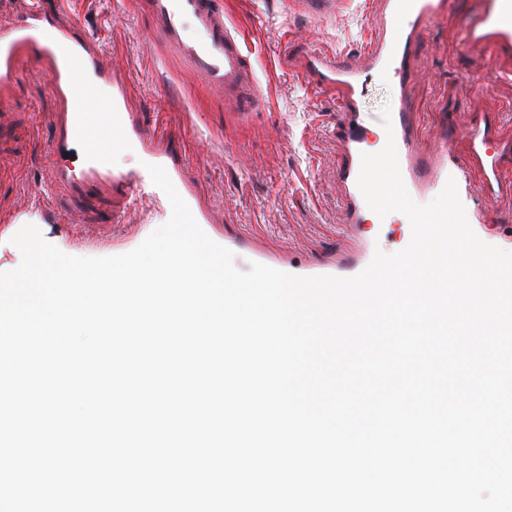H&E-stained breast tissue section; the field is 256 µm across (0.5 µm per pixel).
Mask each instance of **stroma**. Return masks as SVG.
Here are the masks:
<instances>
[{
	"label": "stroma",
	"mask_w": 512,
	"mask_h": 512,
	"mask_svg": "<svg viewBox=\"0 0 512 512\" xmlns=\"http://www.w3.org/2000/svg\"><path fill=\"white\" fill-rule=\"evenodd\" d=\"M95 36L125 90V108L155 138L176 145L214 216L217 235L245 237L302 265L331 261L342 245L348 207L338 189L346 157L333 129L335 95L319 91L298 71L303 49L350 60L375 35V0H339L323 16L305 13L300 0H223L226 18L245 37L264 109L234 114L156 37L138 0H44ZM446 12L422 27L410 64L407 90L425 151L440 134L462 135L495 123L512 140V76L488 49L461 39L474 0H447ZM376 73L357 96L376 145L383 107L398 109L404 92ZM64 104L46 86L42 68L18 73L6 102L8 130L0 135V272L22 256L11 239L22 216H38L43 239L62 252L100 257L132 242L164 220L152 204L123 210L120 196L102 192L79 200L45 198L46 153L57 138Z\"/></svg>",
	"instance_id": "stroma-1"
}]
</instances>
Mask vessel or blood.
<instances>
[{"label": "vessel or blood", "mask_w": 512, "mask_h": 512, "mask_svg": "<svg viewBox=\"0 0 512 512\" xmlns=\"http://www.w3.org/2000/svg\"><path fill=\"white\" fill-rule=\"evenodd\" d=\"M147 4L160 39L192 67L212 94L241 113L263 106L240 34L215 0H147ZM478 4L477 13L462 26L464 38L485 42L494 56L511 53L512 0H478ZM446 8L447 0H378V33L361 57L343 62L316 50L307 54L302 70L307 82L331 90L341 103L336 129L347 156L340 187L349 202L348 244L329 264L327 275L354 276L374 256L366 225L371 211L357 184L367 126L355 107V96L374 71L387 72L400 87H407L417 32ZM32 62L47 64V86L67 109L60 139L49 151L45 196L61 188L93 196L113 187L120 190L126 205L147 199L166 209L170 203L147 171L156 165L165 169L184 201L192 202L194 194L183 168L125 112L124 90L113 82L98 41L81 35L76 24L64 21L53 9L27 6L0 26V86L9 87L20 67ZM392 123L401 176L411 197L419 200L440 193L447 180H455L474 233L485 243L512 251V233L503 235L489 228L486 212L473 204L476 195L494 200L508 189L501 172L505 146L498 133L488 127L472 129L466 159L458 155L454 138L440 137L426 158L408 106L393 112ZM72 143L81 145L83 154L70 165L62 156ZM123 150L141 153L143 167L114 170L111 156Z\"/></svg>", "instance_id": "vessel-or-blood-1"}]
</instances>
